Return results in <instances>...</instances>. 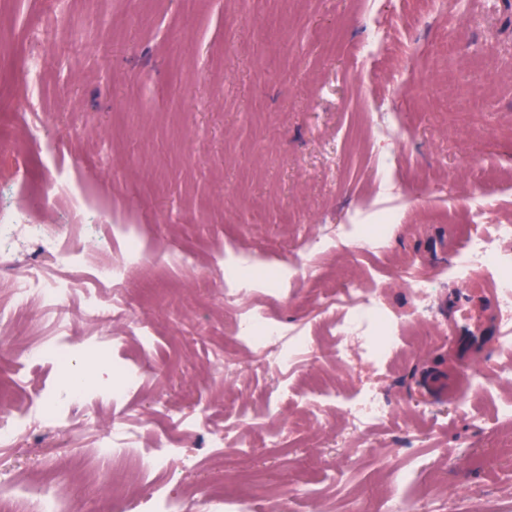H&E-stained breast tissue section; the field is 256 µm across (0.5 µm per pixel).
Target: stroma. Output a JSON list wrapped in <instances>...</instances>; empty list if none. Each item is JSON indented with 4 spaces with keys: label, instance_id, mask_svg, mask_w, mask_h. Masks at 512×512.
Masks as SVG:
<instances>
[{
    "label": "stroma",
    "instance_id": "1",
    "mask_svg": "<svg viewBox=\"0 0 512 512\" xmlns=\"http://www.w3.org/2000/svg\"><path fill=\"white\" fill-rule=\"evenodd\" d=\"M48 0H0V203L19 204L35 223L46 150L26 136L12 111L23 87L19 68ZM76 40L48 47L39 106L46 138L65 146L66 162L86 175L74 205L85 212L73 231L87 249L86 272L113 262L102 246L115 224L131 225L146 256H162L130 289L136 313L151 322L161 354L140 392L112 403L111 387L90 384L88 406L57 426L34 425L0 448V481L51 480L70 512H131L123 479L100 495L104 470L94 447L112 421L165 432L184 415L222 425L225 405L254 409L281 385L320 383L344 393L375 386L390 417L363 433L330 410V422L296 429L301 409L286 407L275 429L281 448L219 458L198 437L160 480L172 495L190 489L246 496L257 512H385L397 470L421 459L408 493L419 512H512V352L499 349L501 317L486 339L462 349L448 323L461 305L484 312L477 290L448 278L454 252H437L439 232L459 241L485 224H512V0H68ZM386 32L362 53L369 27ZM394 138L371 140L382 113ZM400 149L384 173L376 154ZM486 198V222L472 221L466 189ZM395 216L381 248L352 255L336 243L317 255L314 273L297 270L305 237L325 225ZM255 265L294 270L284 290L247 289L249 300L313 340V356L276 371L222 377L211 353L231 336L239 311L224 305L225 247ZM189 257L184 269L175 256ZM437 284L429 316H415L409 281ZM377 284L387 307L404 317L410 347L379 376L367 364H330L320 354L333 334L317 296L349 279ZM120 337L82 361L132 366L139 360L131 325L76 322L66 339ZM446 385L424 391L426 370ZM482 375L485 393L458 408L463 374ZM72 372L22 360L0 361V401L38 398L68 385ZM82 445L63 448L70 428ZM308 496L296 495L293 481Z\"/></svg>",
    "mask_w": 512,
    "mask_h": 512
}]
</instances>
